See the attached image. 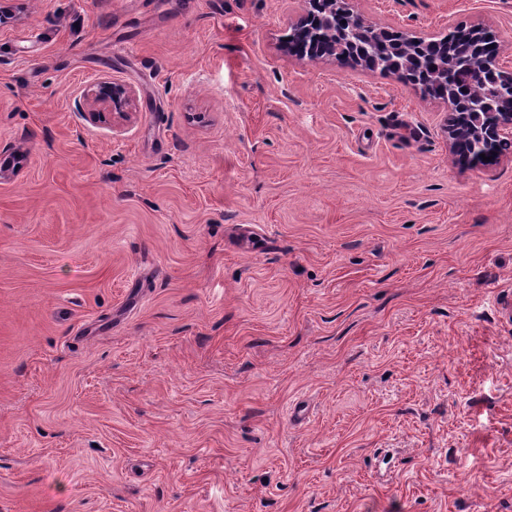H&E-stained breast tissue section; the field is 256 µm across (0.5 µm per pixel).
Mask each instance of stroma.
Returning <instances> with one entry per match:
<instances>
[{
    "label": "stroma",
    "instance_id": "obj_1",
    "mask_svg": "<svg viewBox=\"0 0 512 512\" xmlns=\"http://www.w3.org/2000/svg\"><path fill=\"white\" fill-rule=\"evenodd\" d=\"M349 6L512 69V0ZM302 10L15 0L0 512H512V157L460 163L444 100L291 55ZM103 78L127 119H88ZM87 97L94 104L108 107L112 114L125 115L124 111L131 101V91L125 86L103 80L91 85Z\"/></svg>",
    "mask_w": 512,
    "mask_h": 512
}]
</instances>
